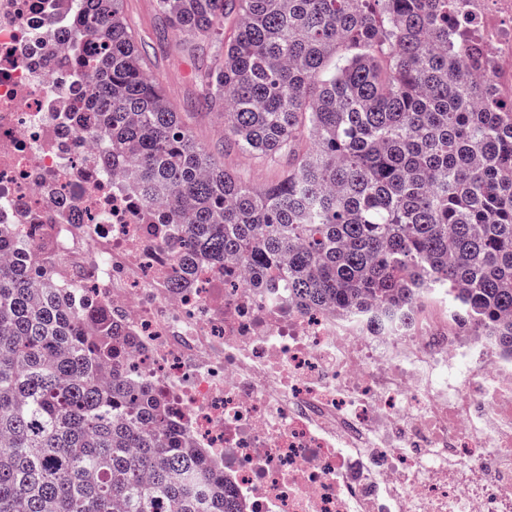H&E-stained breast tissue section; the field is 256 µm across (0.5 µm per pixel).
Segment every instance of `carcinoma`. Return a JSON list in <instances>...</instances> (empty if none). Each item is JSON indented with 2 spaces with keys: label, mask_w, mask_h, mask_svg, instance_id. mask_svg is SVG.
Listing matches in <instances>:
<instances>
[{
  "label": "carcinoma",
  "mask_w": 512,
  "mask_h": 512,
  "mask_svg": "<svg viewBox=\"0 0 512 512\" xmlns=\"http://www.w3.org/2000/svg\"><path fill=\"white\" fill-rule=\"evenodd\" d=\"M205 46L194 109L224 144L286 157L241 182L146 68L121 0H77L98 51L80 121L182 226L180 288L230 260L304 309L412 321L442 297L512 353V99L479 42L482 0H155ZM30 250L0 261V512H240L166 398L130 377L102 303L81 310Z\"/></svg>",
  "instance_id": "1"
}]
</instances>
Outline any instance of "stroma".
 <instances>
[{
	"instance_id": "1",
	"label": "stroma",
	"mask_w": 512,
	"mask_h": 512,
	"mask_svg": "<svg viewBox=\"0 0 512 512\" xmlns=\"http://www.w3.org/2000/svg\"><path fill=\"white\" fill-rule=\"evenodd\" d=\"M123 13L148 54L151 74L176 109L186 113L195 139L241 181L255 187L277 183L288 166L287 158H259L224 146L216 115L193 110L198 88L191 72L206 62V52L190 53L177 46L164 18L155 11V0H123Z\"/></svg>"
}]
</instances>
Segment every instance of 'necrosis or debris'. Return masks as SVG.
Returning <instances> with one entry per match:
<instances>
[{
	"label": "necrosis or debris",
	"instance_id": "1",
	"mask_svg": "<svg viewBox=\"0 0 512 512\" xmlns=\"http://www.w3.org/2000/svg\"><path fill=\"white\" fill-rule=\"evenodd\" d=\"M486 2L512 97V0ZM75 7L0 0V223L78 282L71 305L111 309L246 512H512V356L477 329L424 306L391 329L304 312L228 265L173 287L172 214L98 166L72 114Z\"/></svg>",
	"mask_w": 512,
	"mask_h": 512
}]
</instances>
